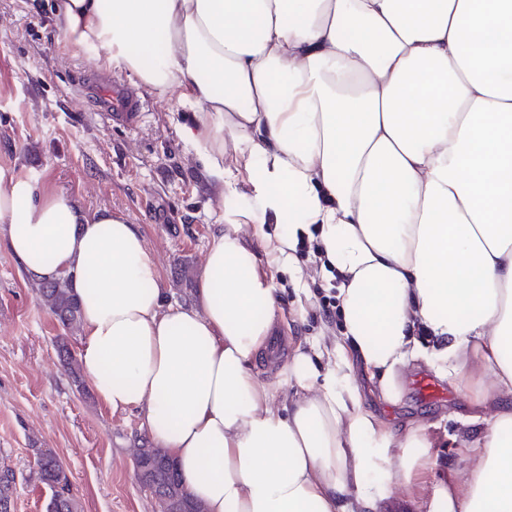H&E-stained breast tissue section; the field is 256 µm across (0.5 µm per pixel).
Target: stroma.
<instances>
[{"mask_svg": "<svg viewBox=\"0 0 512 512\" xmlns=\"http://www.w3.org/2000/svg\"><path fill=\"white\" fill-rule=\"evenodd\" d=\"M101 67L95 52L58 37L52 0H0V163L86 211L108 208L135 224L159 266L165 304L190 301L206 249L224 228L219 193L183 135L193 114L112 69L109 77L137 87L145 102L137 125L113 126L90 83L91 71ZM277 281L284 314L273 329L278 359L254 363L252 372L281 404L294 391L283 372L294 347L324 333L341 335L342 325L324 317L318 295L297 304L289 276L278 274ZM79 337L53 319L0 237V469L15 474L12 512H46L51 491L31 477L38 451L46 449L62 461L82 512H161L133 470L136 449L151 445L141 414L100 406L58 358L57 340L75 352ZM420 373L434 377L438 370L424 363L410 368L393 404L373 395L362 371L354 376L365 407L395 432L426 427L439 462L429 474L434 483L447 478L443 464L456 457L459 435L478 427L456 391L424 398L413 384Z\"/></svg>", "mask_w": 512, "mask_h": 512, "instance_id": "stroma-1", "label": "stroma"}]
</instances>
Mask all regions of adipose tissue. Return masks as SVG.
<instances>
[{
    "mask_svg": "<svg viewBox=\"0 0 512 512\" xmlns=\"http://www.w3.org/2000/svg\"><path fill=\"white\" fill-rule=\"evenodd\" d=\"M58 35L194 113L224 206L193 302L164 305L136 225L0 163V224L37 282L68 277L81 372L136 409L205 512H512V0H54ZM323 249L320 276L297 253ZM337 280L342 337L295 347L275 405L276 276ZM425 327L476 408L447 480L424 428L361 405Z\"/></svg>",
    "mask_w": 512,
    "mask_h": 512,
    "instance_id": "adipose-tissue-1",
    "label": "adipose tissue"
}]
</instances>
